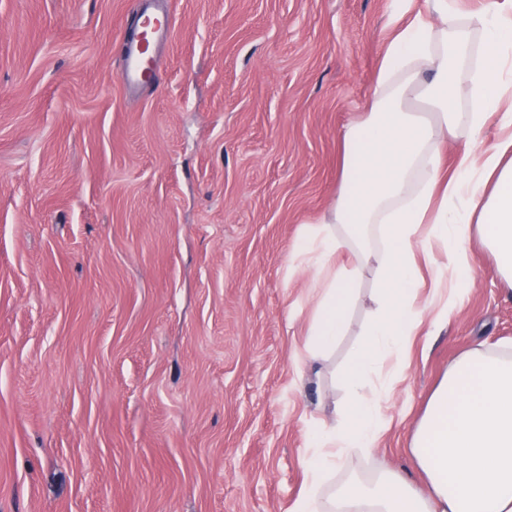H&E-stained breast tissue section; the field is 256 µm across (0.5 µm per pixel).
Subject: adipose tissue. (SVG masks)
I'll return each instance as SVG.
<instances>
[{
  "mask_svg": "<svg viewBox=\"0 0 512 512\" xmlns=\"http://www.w3.org/2000/svg\"><path fill=\"white\" fill-rule=\"evenodd\" d=\"M412 2L397 0L372 99L341 135L336 202L295 248L318 291L308 361L326 359L344 334L364 269L375 267L378 288L364 339L340 372V420L308 431L307 481L292 512H512L511 345L473 346L433 391L410 448L424 487L383 472L369 487L329 488L342 458L369 451L389 423L375 377L407 354L423 313L438 328L468 294L472 238L512 290V0H482L464 16L451 0H426L423 12ZM489 125L498 143L484 149ZM459 135L466 144L448 173L441 149ZM343 253L351 262L340 267Z\"/></svg>",
  "mask_w": 512,
  "mask_h": 512,
  "instance_id": "adipose-tissue-1",
  "label": "adipose tissue"
}]
</instances>
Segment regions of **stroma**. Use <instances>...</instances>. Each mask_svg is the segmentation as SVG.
Instances as JSON below:
<instances>
[{
    "mask_svg": "<svg viewBox=\"0 0 512 512\" xmlns=\"http://www.w3.org/2000/svg\"><path fill=\"white\" fill-rule=\"evenodd\" d=\"M170 12L162 82L124 90L137 12ZM395 0H0V512H289L309 427L317 297L286 277L336 199ZM463 308L376 378L391 422L334 485L420 476L414 429L449 365L512 343V295L472 247ZM365 270L341 367L374 309Z\"/></svg>",
    "mask_w": 512,
    "mask_h": 512,
    "instance_id": "35a3bbf8",
    "label": "stroma"
}]
</instances>
